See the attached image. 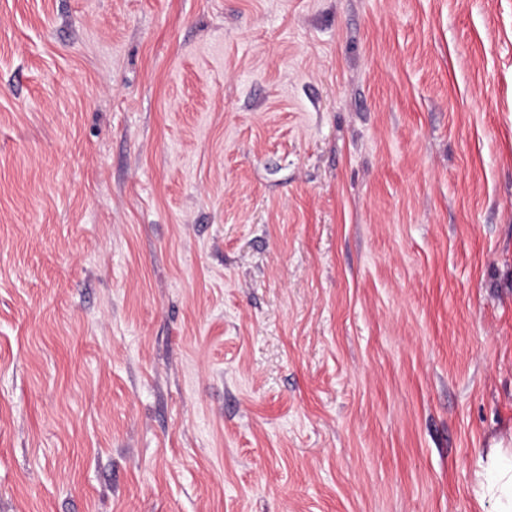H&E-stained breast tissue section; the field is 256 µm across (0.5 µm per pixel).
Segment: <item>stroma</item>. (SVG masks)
<instances>
[{
  "mask_svg": "<svg viewBox=\"0 0 512 512\" xmlns=\"http://www.w3.org/2000/svg\"><path fill=\"white\" fill-rule=\"evenodd\" d=\"M512 0H0V512H495Z\"/></svg>",
  "mask_w": 512,
  "mask_h": 512,
  "instance_id": "stroma-1",
  "label": "stroma"
}]
</instances>
